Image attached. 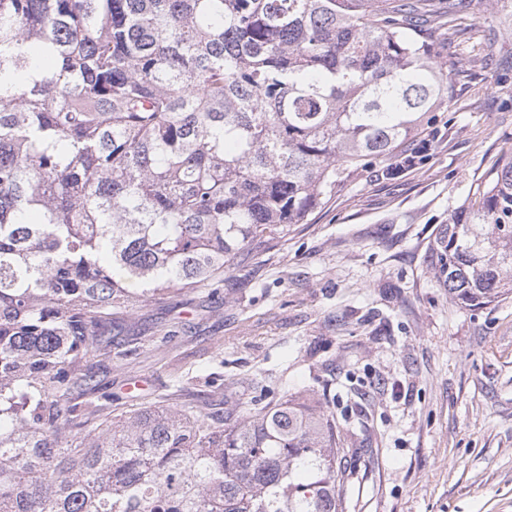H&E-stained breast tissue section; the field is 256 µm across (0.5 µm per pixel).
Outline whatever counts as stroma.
<instances>
[{
  "instance_id": "stroma-1",
  "label": "stroma",
  "mask_w": 512,
  "mask_h": 512,
  "mask_svg": "<svg viewBox=\"0 0 512 512\" xmlns=\"http://www.w3.org/2000/svg\"><path fill=\"white\" fill-rule=\"evenodd\" d=\"M455 3L424 31L453 83L416 164L354 170L221 282L124 310L89 362L113 413L296 396L336 416L345 512H512V295L460 308L433 250L512 160V0Z\"/></svg>"
}]
</instances>
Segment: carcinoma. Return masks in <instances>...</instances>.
<instances>
[{"label": "carcinoma", "instance_id": "obj_1", "mask_svg": "<svg viewBox=\"0 0 512 512\" xmlns=\"http://www.w3.org/2000/svg\"><path fill=\"white\" fill-rule=\"evenodd\" d=\"M423 0H0V512H344L336 416H101L120 310L209 284L377 159L452 75ZM435 242L448 295L512 294V161Z\"/></svg>", "mask_w": 512, "mask_h": 512}]
</instances>
